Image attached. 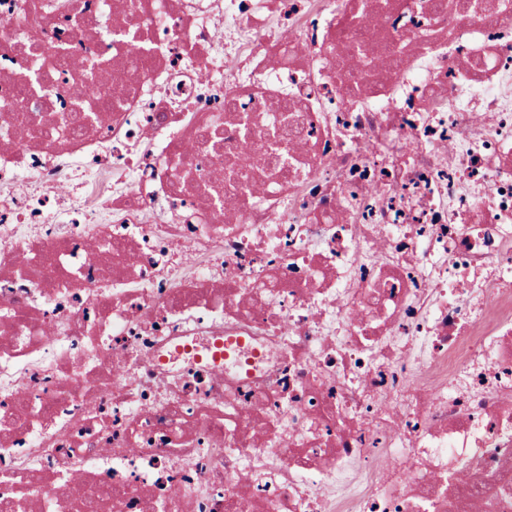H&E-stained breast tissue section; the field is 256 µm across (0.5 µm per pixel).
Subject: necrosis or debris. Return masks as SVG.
Listing matches in <instances>:
<instances>
[{
    "label": "necrosis or debris",
    "mask_w": 512,
    "mask_h": 512,
    "mask_svg": "<svg viewBox=\"0 0 512 512\" xmlns=\"http://www.w3.org/2000/svg\"><path fill=\"white\" fill-rule=\"evenodd\" d=\"M0 505L512 512V0H0Z\"/></svg>",
    "instance_id": "necrosis-or-debris-1"
}]
</instances>
